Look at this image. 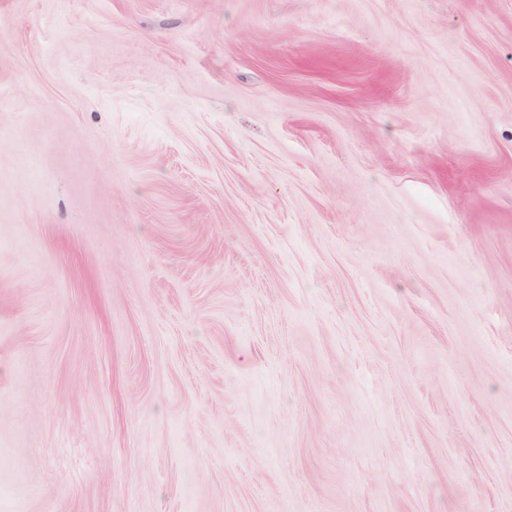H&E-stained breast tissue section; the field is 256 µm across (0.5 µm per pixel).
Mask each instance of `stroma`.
Segmentation results:
<instances>
[{
  "label": "stroma",
  "instance_id": "35a3bbf8",
  "mask_svg": "<svg viewBox=\"0 0 512 512\" xmlns=\"http://www.w3.org/2000/svg\"><path fill=\"white\" fill-rule=\"evenodd\" d=\"M512 0H0V512H512Z\"/></svg>",
  "mask_w": 512,
  "mask_h": 512
}]
</instances>
